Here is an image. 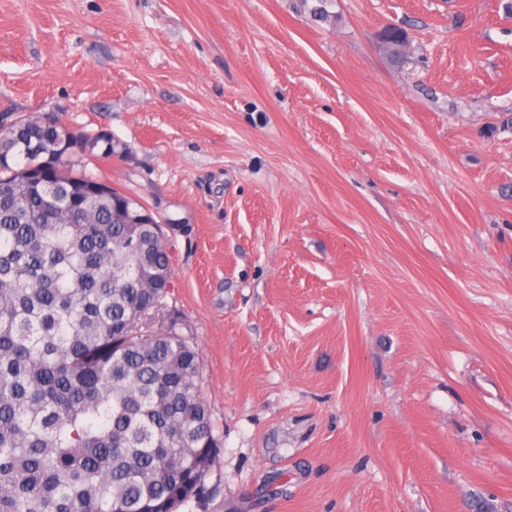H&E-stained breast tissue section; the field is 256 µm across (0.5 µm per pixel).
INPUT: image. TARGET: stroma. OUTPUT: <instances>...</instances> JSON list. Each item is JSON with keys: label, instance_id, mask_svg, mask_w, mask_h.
Listing matches in <instances>:
<instances>
[{"label": "stroma", "instance_id": "obj_1", "mask_svg": "<svg viewBox=\"0 0 512 512\" xmlns=\"http://www.w3.org/2000/svg\"><path fill=\"white\" fill-rule=\"evenodd\" d=\"M333 11L0 0V123L108 129L161 218L222 441L178 512H512V0Z\"/></svg>", "mask_w": 512, "mask_h": 512}]
</instances>
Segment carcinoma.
<instances>
[{
    "label": "carcinoma",
    "instance_id": "1",
    "mask_svg": "<svg viewBox=\"0 0 512 512\" xmlns=\"http://www.w3.org/2000/svg\"><path fill=\"white\" fill-rule=\"evenodd\" d=\"M335 0H314L317 21ZM53 118L0 128V512H176L221 448L194 339L167 308L162 224L89 161L126 152L111 132Z\"/></svg>",
    "mask_w": 512,
    "mask_h": 512
}]
</instances>
